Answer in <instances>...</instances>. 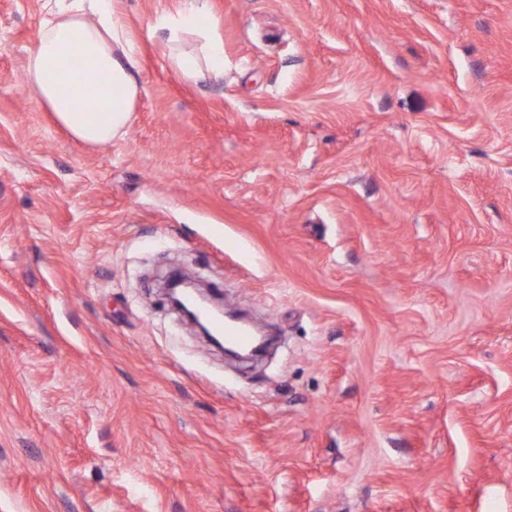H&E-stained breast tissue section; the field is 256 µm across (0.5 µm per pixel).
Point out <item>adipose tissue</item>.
Segmentation results:
<instances>
[{
	"instance_id": "ef3b65f1",
	"label": "adipose tissue",
	"mask_w": 512,
	"mask_h": 512,
	"mask_svg": "<svg viewBox=\"0 0 512 512\" xmlns=\"http://www.w3.org/2000/svg\"><path fill=\"white\" fill-rule=\"evenodd\" d=\"M117 0H46L45 17L25 62L32 99L75 139L103 146L125 134L132 122L139 83L138 49ZM207 0H186L175 15L156 17L170 43L194 34L199 54L174 53L183 77L199 82L224 73V43L202 22ZM68 92L60 94L59 81Z\"/></svg>"
}]
</instances>
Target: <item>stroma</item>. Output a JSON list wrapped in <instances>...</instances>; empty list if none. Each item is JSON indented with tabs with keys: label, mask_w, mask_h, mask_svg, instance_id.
<instances>
[{
	"label": "stroma",
	"mask_w": 512,
	"mask_h": 512,
	"mask_svg": "<svg viewBox=\"0 0 512 512\" xmlns=\"http://www.w3.org/2000/svg\"><path fill=\"white\" fill-rule=\"evenodd\" d=\"M120 0L139 95L90 147L0 0V512H512V0H208L224 75ZM199 274L275 325L236 369ZM166 294L174 310L179 312L199 333L209 340L213 338L209 333L207 322L212 309H219L205 292L195 283L183 275L171 278Z\"/></svg>",
	"instance_id": "stroma-1"
}]
</instances>
